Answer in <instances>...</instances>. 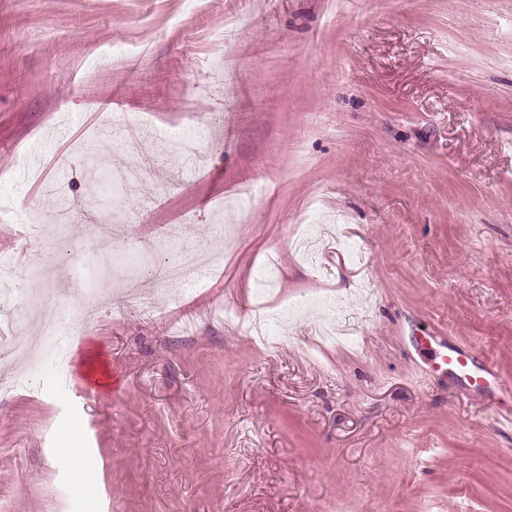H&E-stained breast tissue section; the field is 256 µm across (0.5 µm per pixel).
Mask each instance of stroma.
I'll list each match as a JSON object with an SVG mask.
<instances>
[{
  "instance_id": "obj_1",
  "label": "stroma",
  "mask_w": 512,
  "mask_h": 512,
  "mask_svg": "<svg viewBox=\"0 0 512 512\" xmlns=\"http://www.w3.org/2000/svg\"><path fill=\"white\" fill-rule=\"evenodd\" d=\"M123 119L132 148L93 132ZM215 252L124 308L144 256ZM0 256L37 269L25 335L87 311L66 369L12 365L0 512H512V0H0ZM427 336L497 394L435 371ZM123 305L128 310L146 312L152 307L150 293L145 290V285L139 277H129L126 280ZM438 347L437 364L443 371L463 378L483 395L492 394L494 388L500 386L501 380L492 368L477 370L468 354L448 349V346L441 342Z\"/></svg>"
}]
</instances>
